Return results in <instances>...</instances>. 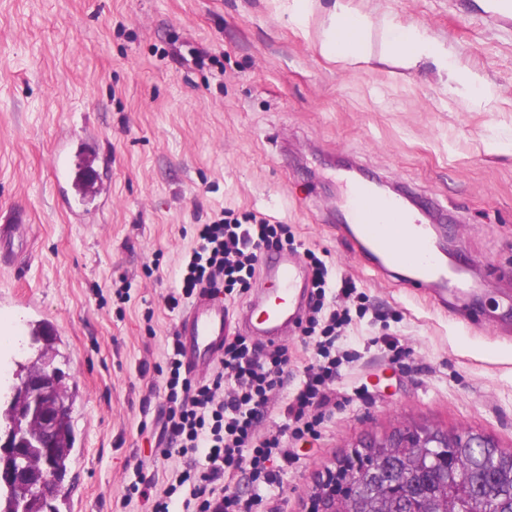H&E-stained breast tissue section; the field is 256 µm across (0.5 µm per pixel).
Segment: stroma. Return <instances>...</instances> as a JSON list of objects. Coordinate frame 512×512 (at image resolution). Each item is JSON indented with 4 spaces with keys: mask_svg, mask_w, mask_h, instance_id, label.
Masks as SVG:
<instances>
[{
    "mask_svg": "<svg viewBox=\"0 0 512 512\" xmlns=\"http://www.w3.org/2000/svg\"><path fill=\"white\" fill-rule=\"evenodd\" d=\"M332 2L300 27L284 0H0V213H26L14 245L25 260L0 266V296L24 293L55 325L74 393L57 512H145L137 498L120 506L125 485L170 469L157 450L162 379L140 366L164 361L181 316L165 298L195 225L229 210L287 225L299 253L356 287L338 403L320 439L288 441L277 483L236 482L253 512H307L328 467L404 425L512 450V21L490 17L488 0H347L372 21L369 59L339 64L316 46ZM393 26L441 44L486 93L447 89L429 62L398 66ZM63 131L112 156L97 173L110 206L80 222L55 204ZM350 162L414 194L417 214H443L469 296L437 305L367 271L338 221ZM123 276L125 304L112 291ZM387 333L401 362L376 343Z\"/></svg>",
    "mask_w": 512,
    "mask_h": 512,
    "instance_id": "1",
    "label": "stroma"
}]
</instances>
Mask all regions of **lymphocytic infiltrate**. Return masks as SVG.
Masks as SVG:
<instances>
[{
  "label": "lymphocytic infiltrate",
  "mask_w": 512,
  "mask_h": 512,
  "mask_svg": "<svg viewBox=\"0 0 512 512\" xmlns=\"http://www.w3.org/2000/svg\"><path fill=\"white\" fill-rule=\"evenodd\" d=\"M287 225L219 217L195 228L194 240L177 266L179 292L169 294V310L181 308L197 294L248 289L262 254L293 247ZM311 291L303 334L317 336V357L287 403L275 392L286 382L290 354L278 345L258 353L245 338L225 342L218 366L205 378L184 368L177 339L167 343L164 364L142 363V373L164 379L168 412L162 421L160 453L174 460L159 493L142 489L150 512H251L252 504L230 488L236 474L251 481H276L280 463L288 461L285 438H315L327 410L336 403L332 383L341 358L336 341L350 322L345 311L324 306L328 268L312 258ZM280 412L287 423L274 431L262 421Z\"/></svg>",
  "instance_id": "1"
}]
</instances>
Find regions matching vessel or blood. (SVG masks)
Masks as SVG:
<instances>
[{
	"mask_svg": "<svg viewBox=\"0 0 512 512\" xmlns=\"http://www.w3.org/2000/svg\"><path fill=\"white\" fill-rule=\"evenodd\" d=\"M344 205L352 239L368 255L370 271L404 270L409 283L437 288L440 303L449 290L464 291L463 282L449 279L448 263L427 225L418 223L399 200L376 193L368 182L355 181L346 188ZM261 271L269 284V296L247 305L237 322L276 345L297 329L304 316L307 271L300 259L288 252L265 254ZM231 324L223 301L198 297L176 329L186 364L213 363L223 351Z\"/></svg>",
	"mask_w": 512,
	"mask_h": 512,
	"instance_id": "1",
	"label": "vessel or blood"
}]
</instances>
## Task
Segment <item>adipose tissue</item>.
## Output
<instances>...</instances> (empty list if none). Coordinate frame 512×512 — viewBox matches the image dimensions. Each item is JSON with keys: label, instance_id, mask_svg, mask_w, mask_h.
<instances>
[{"label": "adipose tissue", "instance_id": "ef3b65f1", "mask_svg": "<svg viewBox=\"0 0 512 512\" xmlns=\"http://www.w3.org/2000/svg\"><path fill=\"white\" fill-rule=\"evenodd\" d=\"M367 16L349 8L343 0H335L319 35L321 54L339 62L365 61L364 39L369 31ZM391 52L398 65L415 68L420 61H432L440 70L448 68L445 50L414 29H393L390 38Z\"/></svg>", "mask_w": 512, "mask_h": 512}]
</instances>
